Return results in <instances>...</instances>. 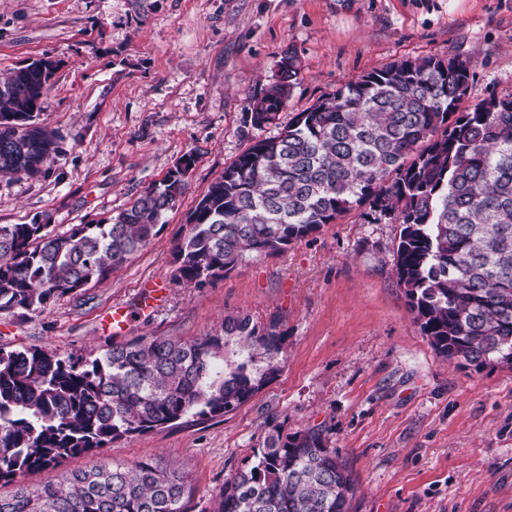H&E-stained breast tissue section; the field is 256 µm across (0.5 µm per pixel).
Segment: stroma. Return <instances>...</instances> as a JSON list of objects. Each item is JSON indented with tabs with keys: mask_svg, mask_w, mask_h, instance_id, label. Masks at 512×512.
I'll use <instances>...</instances> for the list:
<instances>
[{
	"mask_svg": "<svg viewBox=\"0 0 512 512\" xmlns=\"http://www.w3.org/2000/svg\"><path fill=\"white\" fill-rule=\"evenodd\" d=\"M150 2L141 16L133 0H0V78L38 58L59 63L39 120L61 149L45 174H0V224L63 233L116 215L195 157L148 245L42 313H0V347L80 358L135 336L191 340L246 313L281 335L275 377L233 412L119 439L98 462L161 459L190 476L188 512H212L273 428L319 426L358 476L355 512H512V369L434 351L397 283L398 225L356 208L201 288L174 283L172 255L225 167L362 74L458 56L472 72L467 104L512 89V0ZM288 51L299 79L276 124L253 128L248 102ZM116 306L132 319L113 325Z\"/></svg>",
	"mask_w": 512,
	"mask_h": 512,
	"instance_id": "35a3bbf8",
	"label": "stroma"
}]
</instances>
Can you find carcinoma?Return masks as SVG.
I'll use <instances>...</instances> for the list:
<instances>
[{
    "label": "carcinoma",
    "mask_w": 512,
    "mask_h": 512,
    "mask_svg": "<svg viewBox=\"0 0 512 512\" xmlns=\"http://www.w3.org/2000/svg\"><path fill=\"white\" fill-rule=\"evenodd\" d=\"M283 59L249 101L254 128L278 119L298 81L295 55ZM57 68L44 57L0 81L1 174L36 176L57 156L55 133L37 121ZM469 78L459 57L401 60L297 113L200 194L174 248V279L203 286L367 204L372 222L400 227L397 282L437 354L512 368V91L466 107ZM182 161L93 224L62 234L1 224L0 312L41 313L104 281L160 231L195 159ZM280 343L237 313L209 336H138L80 359L0 348V483L13 486L0 512H188L184 473L156 459L106 466L94 457L122 437L235 410L279 371ZM77 455L90 459L85 469L24 481ZM254 457L225 480L214 512H352L358 477L322 428L276 427Z\"/></svg>",
    "instance_id": "carcinoma-1"
}]
</instances>
